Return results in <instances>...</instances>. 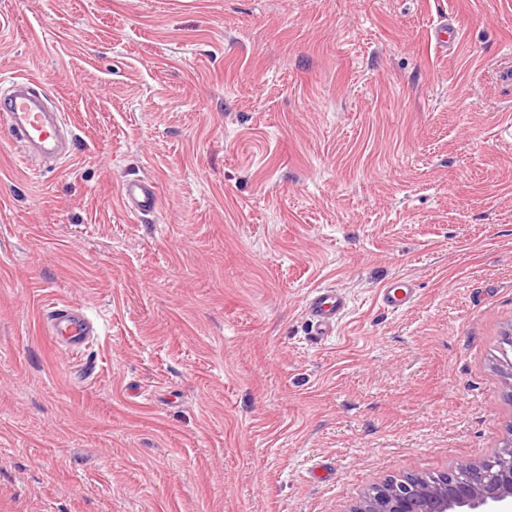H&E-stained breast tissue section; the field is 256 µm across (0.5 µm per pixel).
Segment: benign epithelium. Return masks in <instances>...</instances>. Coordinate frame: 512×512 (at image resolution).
Instances as JSON below:
<instances>
[{"mask_svg": "<svg viewBox=\"0 0 512 512\" xmlns=\"http://www.w3.org/2000/svg\"><path fill=\"white\" fill-rule=\"evenodd\" d=\"M494 476L469 461L456 463L437 483L389 480L366 492L350 512H512V442Z\"/></svg>", "mask_w": 512, "mask_h": 512, "instance_id": "1", "label": "benign epithelium"}]
</instances>
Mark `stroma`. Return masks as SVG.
Returning a JSON list of instances; mask_svg holds the SVG:
<instances>
[{
	"mask_svg": "<svg viewBox=\"0 0 512 512\" xmlns=\"http://www.w3.org/2000/svg\"><path fill=\"white\" fill-rule=\"evenodd\" d=\"M509 65L512 0H0V93L74 132L46 168L0 137V512H349L504 448ZM119 197L123 207L136 215H146L154 211L157 203V186L143 180H129L119 187ZM415 293L416 288L412 287L411 280L396 277L381 289L378 299L386 309L398 311L411 303ZM305 308L310 317L312 336H330L336 323L348 309L347 298L334 288L313 291L306 300ZM42 316L50 339L71 353H79L87 345L90 336L97 334L92 319L81 307L70 303L51 304Z\"/></svg>",
	"mask_w": 512,
	"mask_h": 512,
	"instance_id": "obj_1",
	"label": "stroma"
}]
</instances>
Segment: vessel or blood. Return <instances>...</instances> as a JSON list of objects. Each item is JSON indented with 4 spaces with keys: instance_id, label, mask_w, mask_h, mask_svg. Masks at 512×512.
<instances>
[{
    "instance_id": "obj_1",
    "label": "vessel or blood",
    "mask_w": 512,
    "mask_h": 512,
    "mask_svg": "<svg viewBox=\"0 0 512 512\" xmlns=\"http://www.w3.org/2000/svg\"><path fill=\"white\" fill-rule=\"evenodd\" d=\"M58 116L45 104V93L40 81L17 78L11 91L0 98V130L6 131L14 142L24 144L28 153L47 159L57 157L60 138L57 130ZM123 207L134 214L146 215L154 211L157 203V186L143 180H129L119 187ZM416 290L409 279L397 277L380 291L378 299L388 310L398 311L407 307ZM305 308L310 317L312 335H331L339 319L348 309L347 298L332 288L313 291ZM43 325L47 335L57 346L68 351L80 352L97 328L79 306L54 303L43 312Z\"/></svg>"
}]
</instances>
